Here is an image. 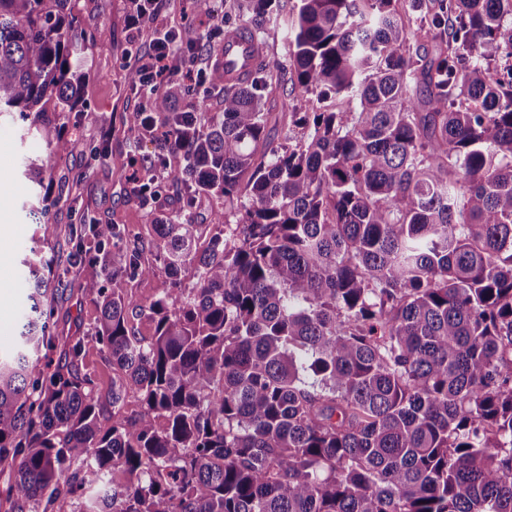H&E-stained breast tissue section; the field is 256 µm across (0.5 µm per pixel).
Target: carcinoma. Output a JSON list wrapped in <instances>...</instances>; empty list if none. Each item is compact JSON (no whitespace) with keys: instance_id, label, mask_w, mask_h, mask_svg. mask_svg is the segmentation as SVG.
<instances>
[{"instance_id":"1","label":"carcinoma","mask_w":512,"mask_h":512,"mask_svg":"<svg viewBox=\"0 0 512 512\" xmlns=\"http://www.w3.org/2000/svg\"><path fill=\"white\" fill-rule=\"evenodd\" d=\"M224 38L287 58L224 82L206 124L170 82L122 118L190 208L78 224L31 251L0 356L5 512H512V0H232ZM73 0H0V115L59 157L85 81ZM288 86L294 144L265 100ZM43 200L44 166L27 164ZM236 227L228 229L226 208ZM84 261L99 315L50 373L54 292ZM193 270L195 287L179 275ZM164 273L145 303L130 283ZM146 318L145 336L137 321ZM122 373L101 424L87 344ZM301 107L304 105L303 101L292 100L282 95L281 90L277 89L270 95L265 112L268 114L267 131L269 141L273 145H287L288 136L293 137L292 126L289 124L288 112H292L294 106ZM303 109L300 111H304ZM299 111V112H300Z\"/></svg>"}]
</instances>
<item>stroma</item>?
Masks as SVG:
<instances>
[{
	"label": "stroma",
	"mask_w": 512,
	"mask_h": 512,
	"mask_svg": "<svg viewBox=\"0 0 512 512\" xmlns=\"http://www.w3.org/2000/svg\"><path fill=\"white\" fill-rule=\"evenodd\" d=\"M187 25L196 26L197 50L210 55L221 44L223 15L211 14L207 0H184ZM130 0H76L74 13L85 31L87 75L84 106L77 113H63L61 120L74 142L64 158L55 156L45 144L25 134L22 124L10 117L0 118V351L13 344L19 321L27 306L24 268L21 259L30 248L41 249L46 257H56L69 225L92 220L127 225L130 237L145 235L148 210L137 200L132 183L119 173L130 163L146 165L156 158L154 144H134L123 132L122 115L143 107L148 94L131 89L125 82L129 57L144 53L128 26ZM113 114L112 134L106 140L107 159H98L95 149L96 117ZM39 157L54 180L68 183V198L60 200L48 213L49 228L34 224L29 215L30 184L23 169L29 157ZM97 268H72L68 284L55 316V333L81 336L93 324L98 308L86 290L96 278Z\"/></svg>",
	"instance_id": "obj_1"
}]
</instances>
